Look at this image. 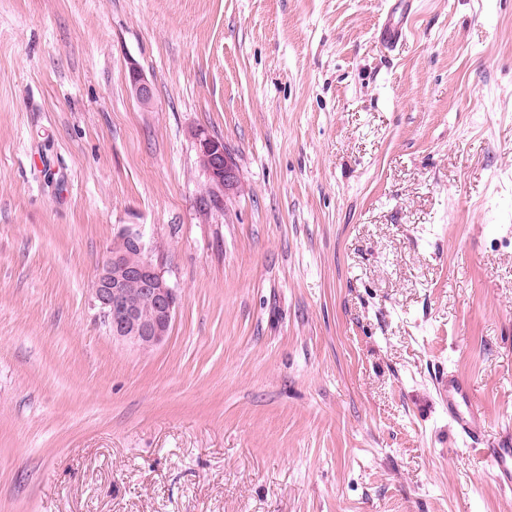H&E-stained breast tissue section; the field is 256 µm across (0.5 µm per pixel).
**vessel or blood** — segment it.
<instances>
[{
    "mask_svg": "<svg viewBox=\"0 0 512 512\" xmlns=\"http://www.w3.org/2000/svg\"><path fill=\"white\" fill-rule=\"evenodd\" d=\"M436 392L448 410V420L457 438L468 447L482 448L496 480L512 486V440L487 442L484 417L473 405L467 383L460 375L451 373L437 379Z\"/></svg>",
    "mask_w": 512,
    "mask_h": 512,
    "instance_id": "vessel-or-blood-1",
    "label": "vessel or blood"
}]
</instances>
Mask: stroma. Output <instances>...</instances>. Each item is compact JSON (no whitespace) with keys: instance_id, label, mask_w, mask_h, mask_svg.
I'll use <instances>...</instances> for the list:
<instances>
[{"instance_id":"1","label":"stroma","mask_w":512,"mask_h":512,"mask_svg":"<svg viewBox=\"0 0 512 512\" xmlns=\"http://www.w3.org/2000/svg\"><path fill=\"white\" fill-rule=\"evenodd\" d=\"M395 2L0 0V512H512L435 390L512 437V0ZM123 224L146 353L91 301ZM193 139L209 184L224 191L225 197L237 193L241 186L238 168L224 141L204 128L196 129ZM118 242L107 251L93 282L94 306L108 324L113 342L139 351L164 344L177 310L176 288L164 275L161 260L136 224H125L117 232ZM122 245L121 247L120 244ZM119 247V248H117ZM138 288L149 298L137 296L139 309L127 300Z\"/></svg>"}]
</instances>
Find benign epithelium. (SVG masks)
I'll return each mask as SVG.
<instances>
[{
  "mask_svg": "<svg viewBox=\"0 0 512 512\" xmlns=\"http://www.w3.org/2000/svg\"><path fill=\"white\" fill-rule=\"evenodd\" d=\"M131 90L137 101L152 102L151 84L133 68L129 72ZM193 139L203 170L211 186L228 196L239 191L241 182L232 152L224 141L208 130L194 131ZM99 264L93 282L94 306L108 324L112 341L139 351H150L164 344L170 335L177 310L176 288L164 275L161 260L136 224H125ZM138 288L149 298L153 314L146 317L127 300L131 289Z\"/></svg>",
  "mask_w": 512,
  "mask_h": 512,
  "instance_id": "obj_1",
  "label": "benign epithelium"
}]
</instances>
